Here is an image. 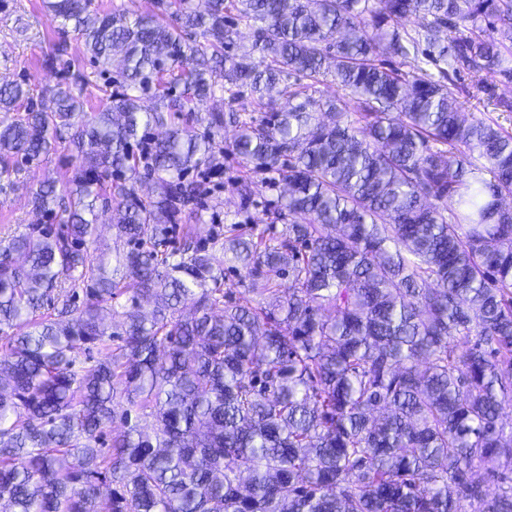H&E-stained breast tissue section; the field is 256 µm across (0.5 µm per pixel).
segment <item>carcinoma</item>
Returning <instances> with one entry per match:
<instances>
[{
	"label": "carcinoma",
	"mask_w": 512,
	"mask_h": 512,
	"mask_svg": "<svg viewBox=\"0 0 512 512\" xmlns=\"http://www.w3.org/2000/svg\"><path fill=\"white\" fill-rule=\"evenodd\" d=\"M44 7L104 82L89 119L83 74L50 108L0 85V179L65 131L73 160L31 197L62 227L0 243L10 512H512V132L460 103L512 113L484 80L512 82V0ZM329 76L335 97L309 94ZM218 92L272 116L198 115ZM227 125L238 164L285 186L278 238L179 225ZM105 222L127 252L92 247ZM227 260L256 304L223 289Z\"/></svg>",
	"instance_id": "carcinoma-1"
}]
</instances>
